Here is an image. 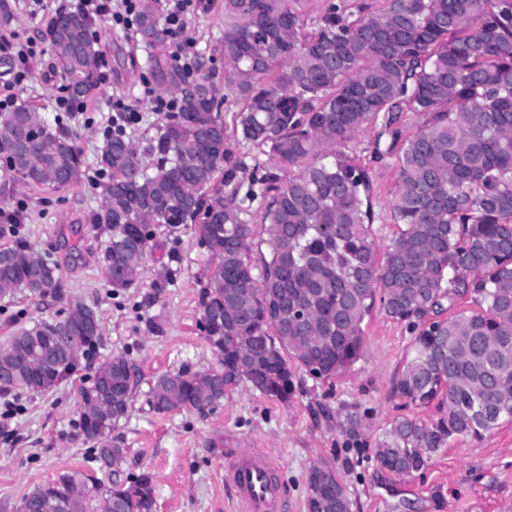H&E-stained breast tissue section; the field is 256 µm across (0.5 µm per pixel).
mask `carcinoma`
Returning <instances> with one entry per match:
<instances>
[{"label":"carcinoma","mask_w":512,"mask_h":512,"mask_svg":"<svg viewBox=\"0 0 512 512\" xmlns=\"http://www.w3.org/2000/svg\"><path fill=\"white\" fill-rule=\"evenodd\" d=\"M356 16L333 0L309 27L293 0H223L224 80L204 63L195 75L168 42L160 0H138L137 48L177 109L141 146L105 133L98 157L105 227L104 274L115 290L135 285L154 230L192 224L216 259L203 288V328L224 367L162 375L150 407L165 413L212 409L224 386L245 380L288 402L294 372L331 380L363 354V324L375 304L413 333L411 358L394 391L434 406L427 423L395 420L373 461H398L410 475L456 438L480 439L512 422V0H377ZM90 22L59 12L49 40L53 68L75 100L99 82L101 51ZM241 104L239 143L268 148L274 170L240 194L247 154L227 142L224 101ZM404 112L429 116L399 154L392 203L398 235L377 262L368 224L370 179L338 146L384 118L391 145ZM37 130L24 148L0 143L8 167L28 184L63 190L83 174L80 150L63 124L20 103L0 113V138L20 125ZM288 172L284 180L280 172ZM267 198L262 221L270 256L260 277L246 260V201ZM19 223L0 224V299L25 289L69 302L62 321L22 328L0 346V395L41 393L69 375L103 335L99 311L71 301L61 268L36 262L18 240ZM474 295L480 311L444 318V300ZM134 363L114 355L80 389V427L100 469L126 449L114 436L130 409ZM307 512H352L334 469L309 468ZM153 512L146 471L108 486L70 471L29 493L27 512Z\"/></svg>","instance_id":"carcinoma-1"}]
</instances>
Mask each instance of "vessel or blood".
<instances>
[{"instance_id":"b4317fda","label":"vessel or blood","mask_w":512,"mask_h":512,"mask_svg":"<svg viewBox=\"0 0 512 512\" xmlns=\"http://www.w3.org/2000/svg\"><path fill=\"white\" fill-rule=\"evenodd\" d=\"M276 460L257 448L239 453L225 468L224 480L232 488L240 512H286L288 502L276 480Z\"/></svg>"}]
</instances>
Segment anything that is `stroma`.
<instances>
[{
	"mask_svg": "<svg viewBox=\"0 0 512 512\" xmlns=\"http://www.w3.org/2000/svg\"><path fill=\"white\" fill-rule=\"evenodd\" d=\"M8 2L14 19L0 28V39L32 40L43 52L30 62L24 81L0 73V97L39 106L48 123L63 120L76 137L85 173L69 188L53 191L23 183L0 156V208L21 211L22 239L61 265L70 300L98 309L103 336L98 347L79 357L71 375L49 391L15 399L13 415L0 421V512H19L27 494L62 473L81 470L99 476L92 445L79 426V389L89 384L100 363L117 354L131 358L140 372L129 414L117 430L126 450L122 474H153L154 512H236L224 469L247 448L264 449L278 460L288 512H306L305 477L317 460L333 465L348 484L353 512H512V422L500 423L480 439L451 442L413 475L377 470L373 448L395 419L428 421L435 413L394 393L393 383L411 356L412 336L404 324L377 309L364 322L360 359L330 381L296 372L288 402L268 398L243 381L205 414L149 408L147 394L159 376L203 371L218 363L201 322L200 295L210 274V255L193 229L174 234L158 229L156 251L132 288L113 291L102 274L107 234L94 222L103 199L97 156L111 125L112 106L121 101L137 110L140 121L127 130L137 141L160 126L165 115L155 111L144 92L148 74L141 53L133 49L135 32L104 19L93 24L102 53L101 83L85 100L83 111L60 112L56 100L65 82L50 68L47 33L65 0H42L35 13L30 0ZM223 27L221 0H195L177 42L220 72ZM376 143L385 150L379 160L371 155ZM390 143V134L377 122L344 146L368 168L369 233L381 252L398 231L391 212L398 154ZM167 267L171 278L161 293H154L152 284ZM67 312V302L44 300L24 290L0 299V345L35 321H60ZM154 321L162 324V332L151 331ZM352 414L361 422L354 448L344 431Z\"/></svg>",
	"mask_w": 512,
	"mask_h": 512,
	"instance_id": "1",
	"label": "stroma"
}]
</instances>
